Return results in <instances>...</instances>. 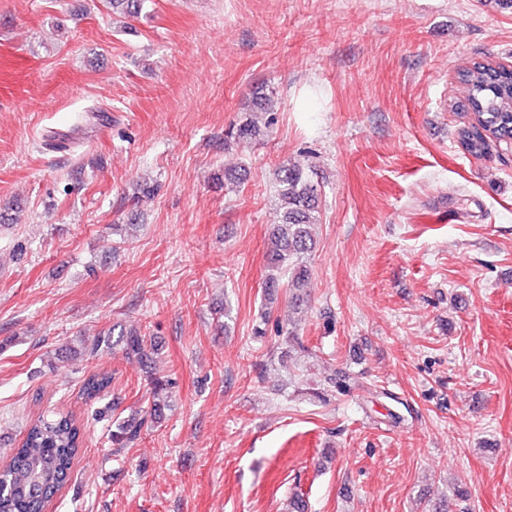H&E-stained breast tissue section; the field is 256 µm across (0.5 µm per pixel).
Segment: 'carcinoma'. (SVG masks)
<instances>
[{"mask_svg": "<svg viewBox=\"0 0 512 512\" xmlns=\"http://www.w3.org/2000/svg\"><path fill=\"white\" fill-rule=\"evenodd\" d=\"M112 12L134 17L144 7L145 0H106ZM461 95L454 102L459 114L468 122L459 127L460 145L471 155L485 153L490 143L503 142L512 134V70L501 65L494 68L488 60L473 61L457 71ZM267 135L265 129L253 121H243L229 127L224 142L231 140L260 141ZM311 166L284 161L274 170L279 222L273 225L275 247L269 251L272 274L266 288L273 292L281 278H287L293 290L292 301H303L300 289L310 278L308 259L315 248L311 233L319 222L317 187L311 179ZM112 332L100 333L84 344V353L94 357L102 347L114 345ZM126 355L140 362L150 357L152 347L145 337L130 333L118 336ZM349 374L338 371L329 379V386L339 395L354 388ZM111 376L98 372L85 378L83 394L88 399L98 397L110 387ZM146 418L132 417L115 424L112 444L124 448L134 444L141 435ZM80 423L61 412L40 416L29 424L20 444L12 449L6 464L0 468V512H45L52 498L44 490L53 482L56 491L66 488L73 477V464L83 448Z\"/></svg>", "mask_w": 512, "mask_h": 512, "instance_id": "carcinoma-1", "label": "carcinoma"}]
</instances>
